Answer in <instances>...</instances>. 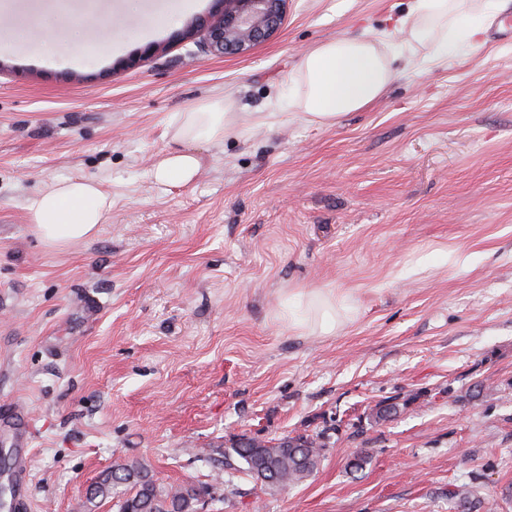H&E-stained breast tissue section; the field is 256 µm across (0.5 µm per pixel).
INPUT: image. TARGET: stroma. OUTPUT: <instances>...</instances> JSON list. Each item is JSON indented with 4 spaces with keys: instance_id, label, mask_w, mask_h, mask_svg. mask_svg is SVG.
Wrapping results in <instances>:
<instances>
[{
    "instance_id": "1",
    "label": "stroma",
    "mask_w": 512,
    "mask_h": 512,
    "mask_svg": "<svg viewBox=\"0 0 512 512\" xmlns=\"http://www.w3.org/2000/svg\"><path fill=\"white\" fill-rule=\"evenodd\" d=\"M410 4L289 0L223 56L196 30L217 0H0V409L28 416L30 512H116L86 491L124 460L205 486L207 449L321 431L305 481L240 474L208 512H512V0L479 45L398 55L334 125L277 112L318 43L400 44ZM225 96L238 134L199 144L193 184L154 183L172 117ZM60 178L112 208L50 248L27 205ZM319 296L331 332L288 321Z\"/></svg>"
}]
</instances>
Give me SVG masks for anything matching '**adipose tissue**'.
<instances>
[{"instance_id": "ef3b65f1", "label": "adipose tissue", "mask_w": 512, "mask_h": 512, "mask_svg": "<svg viewBox=\"0 0 512 512\" xmlns=\"http://www.w3.org/2000/svg\"><path fill=\"white\" fill-rule=\"evenodd\" d=\"M493 5L474 7L469 0H414L400 19L416 42L440 33V47L455 40L478 43ZM393 48L363 38L329 39L316 45L288 78L285 110L307 121L331 125L345 113L362 109L389 85ZM232 100L210 99L177 113L169 126L170 148L155 162L151 176L161 186L188 185L197 176L201 158L193 146L223 140L237 132ZM111 203L99 185L85 178H63L39 192L28 206L32 229L52 247L93 236L105 222Z\"/></svg>"}]
</instances>
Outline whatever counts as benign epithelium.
<instances>
[{"instance_id":"1","label":"benign epithelium","mask_w":512,"mask_h":512,"mask_svg":"<svg viewBox=\"0 0 512 512\" xmlns=\"http://www.w3.org/2000/svg\"><path fill=\"white\" fill-rule=\"evenodd\" d=\"M221 8L202 22L216 54H244L279 29L288 0H218Z\"/></svg>"}]
</instances>
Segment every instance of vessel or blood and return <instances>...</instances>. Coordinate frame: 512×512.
<instances>
[{"mask_svg":"<svg viewBox=\"0 0 512 512\" xmlns=\"http://www.w3.org/2000/svg\"><path fill=\"white\" fill-rule=\"evenodd\" d=\"M0 423L11 432L10 446L6 453L9 465L4 473L10 495L6 503L8 512H28L30 507L31 440L25 415L14 409L0 412Z\"/></svg>","mask_w":512,"mask_h":512,"instance_id":"obj_1","label":"vessel or blood"}]
</instances>
